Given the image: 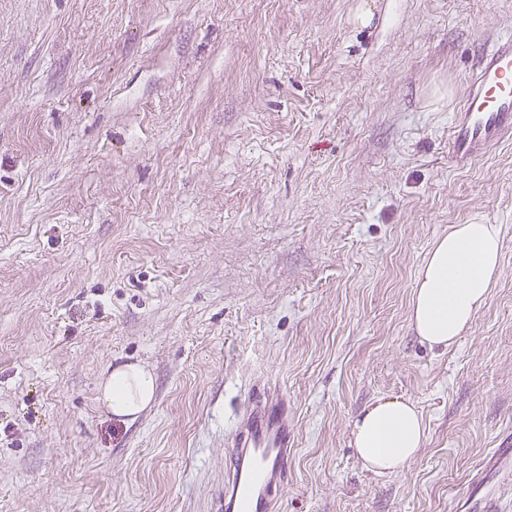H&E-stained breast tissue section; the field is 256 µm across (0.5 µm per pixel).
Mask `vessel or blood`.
<instances>
[{
  "label": "vessel or blood",
  "instance_id": "b4317fda",
  "mask_svg": "<svg viewBox=\"0 0 512 512\" xmlns=\"http://www.w3.org/2000/svg\"><path fill=\"white\" fill-rule=\"evenodd\" d=\"M512 139V35L497 39L472 71L451 124L449 157L458 166ZM288 404L256 392L226 452L224 488L214 512H275L288 485L294 449ZM512 461V438L486 455L468 481L479 487L485 470Z\"/></svg>",
  "mask_w": 512,
  "mask_h": 512
}]
</instances>
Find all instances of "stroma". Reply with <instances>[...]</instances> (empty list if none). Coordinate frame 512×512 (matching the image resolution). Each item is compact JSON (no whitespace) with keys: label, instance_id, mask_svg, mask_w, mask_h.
Instances as JSON below:
<instances>
[{"label":"stroma","instance_id":"1","mask_svg":"<svg viewBox=\"0 0 512 512\" xmlns=\"http://www.w3.org/2000/svg\"><path fill=\"white\" fill-rule=\"evenodd\" d=\"M512 0H0V512H211L254 384L288 400L279 512H459L512 437V140L448 128ZM453 224L502 228L459 341L410 324ZM152 372L132 422L110 369ZM404 398L427 442L366 469ZM155 381L152 374L138 365L117 366L102 384L98 401L113 416L134 421L151 405ZM352 445L364 466L375 474L401 470L426 443L423 418L401 399H378L353 422ZM503 460L512 461V437L511 439L508 437L506 442L499 445V448H494L490 454L486 455L481 466L469 476L468 481L473 490L481 485L485 471L492 469Z\"/></svg>","mask_w":512,"mask_h":512}]
</instances>
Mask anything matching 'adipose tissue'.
<instances>
[{
    "label": "adipose tissue",
    "mask_w": 512,
    "mask_h": 512,
    "mask_svg": "<svg viewBox=\"0 0 512 512\" xmlns=\"http://www.w3.org/2000/svg\"><path fill=\"white\" fill-rule=\"evenodd\" d=\"M503 237L497 224H454L433 244L420 267L410 320L432 348L452 346L486 305L500 275ZM152 374L138 365L112 369L99 402L113 416L132 421L154 399ZM426 443L423 418L401 399H379L353 422L352 444L375 474L401 470Z\"/></svg>",
    "instance_id": "obj_1"
}]
</instances>
